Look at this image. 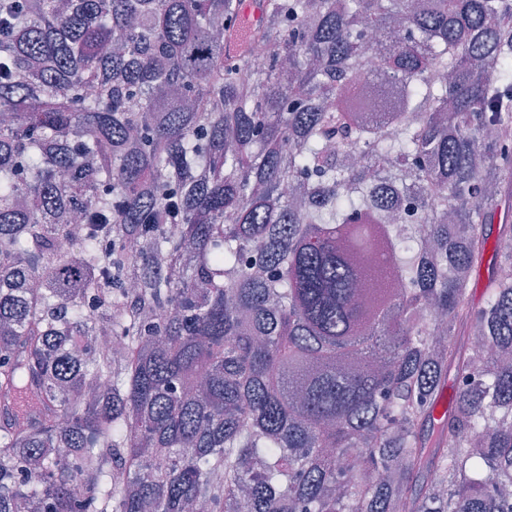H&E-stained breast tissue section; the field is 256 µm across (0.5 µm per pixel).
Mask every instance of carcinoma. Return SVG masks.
Returning <instances> with one entry per match:
<instances>
[{
  "label": "carcinoma",
  "mask_w": 512,
  "mask_h": 512,
  "mask_svg": "<svg viewBox=\"0 0 512 512\" xmlns=\"http://www.w3.org/2000/svg\"><path fill=\"white\" fill-rule=\"evenodd\" d=\"M241 2L0 0V512H512V0Z\"/></svg>",
  "instance_id": "1"
}]
</instances>
